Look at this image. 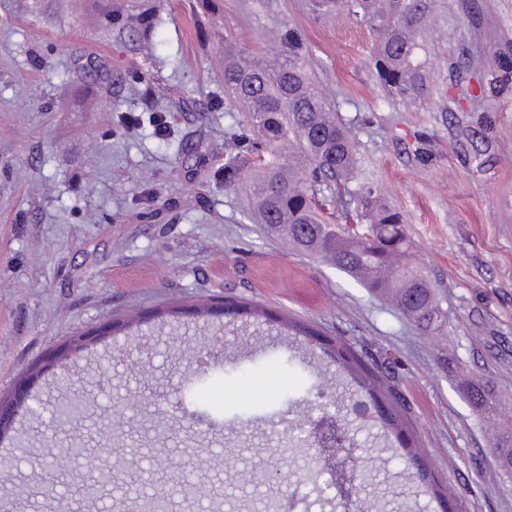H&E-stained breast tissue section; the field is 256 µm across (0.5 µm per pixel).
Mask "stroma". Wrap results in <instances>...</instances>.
I'll use <instances>...</instances> for the list:
<instances>
[{
  "instance_id": "stroma-1",
  "label": "stroma",
  "mask_w": 512,
  "mask_h": 512,
  "mask_svg": "<svg viewBox=\"0 0 512 512\" xmlns=\"http://www.w3.org/2000/svg\"><path fill=\"white\" fill-rule=\"evenodd\" d=\"M97 0H0V396L74 333L128 320L44 375L33 397L48 407L58 375L97 396V414L68 433L46 410L21 416L28 456L0 468V512H45L30 494L38 461L57 450L64 476L56 496L73 512H142V472L204 457L191 485L208 497L174 494L170 512H440L408 459L389 447L378 414L336 368L321 342L347 345L405 410L410 431L454 512H512V478L498 467L490 426L460 393L477 374L512 391V76L483 99L470 78L496 56L512 58V0H434L422 35L426 85L416 98L390 97L368 63V28L311 0H159L155 56L96 29ZM302 28L307 68L334 98L357 145L355 183L375 187L401 211L414 260L442 300L444 335H423L388 301L335 267L290 249L244 215L242 189L218 172L229 133L246 114L224 109V38L262 58L278 51L271 29ZM38 40H31L32 30ZM109 80H84V65ZM134 111L137 125L123 121ZM162 114L168 137L156 135ZM235 299L287 329L242 317L185 318L171 328L161 309ZM229 340L213 370L247 366L270 347L290 359L274 382L211 402L184 399L196 416L174 438L175 413L162 391L182 389L213 337ZM336 397L342 446L316 438L296 446L272 434L282 410L318 420L307 378ZM248 419L240 427V419ZM125 449L115 465L109 447ZM111 468L99 483L97 468ZM321 470L327 504H306L309 472Z\"/></svg>"
}]
</instances>
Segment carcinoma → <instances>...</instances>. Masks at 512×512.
<instances>
[{
	"mask_svg": "<svg viewBox=\"0 0 512 512\" xmlns=\"http://www.w3.org/2000/svg\"><path fill=\"white\" fill-rule=\"evenodd\" d=\"M313 6L322 11L341 9L374 32L370 63L393 96L406 100L423 90L419 36L431 14V0H314ZM157 21L153 0H106L96 26L112 41L134 45L148 59L153 55ZM273 37L279 49L272 61L252 58L233 39L224 38V108L234 111L244 97L259 102L258 110L247 113L246 129L229 134L224 188L244 185L248 219L264 225L272 236L288 237L295 251L335 266L371 294L391 299L421 333L439 334L446 316L440 299L422 268L407 273L410 240L403 215L382 205L369 185L354 192L348 189L356 144L335 103L311 81L303 34L283 24ZM346 194L356 202V212L345 215V223L336 224L331 218L338 199ZM355 220L370 225V236L350 227ZM224 315L276 321L258 308L237 303L224 304ZM328 352L340 367L355 371L356 361L344 346L332 345ZM270 366L287 371L286 363L271 355L235 371L234 385H246L256 372ZM461 388L480 416L490 418L501 410V392L494 384L472 377ZM381 421L410 455L426 491L447 498L435 488L431 471L418 457L401 413L392 406Z\"/></svg>",
	"mask_w": 512,
	"mask_h": 512,
	"instance_id": "cac0c4a2",
	"label": "carcinoma"
}]
</instances>
